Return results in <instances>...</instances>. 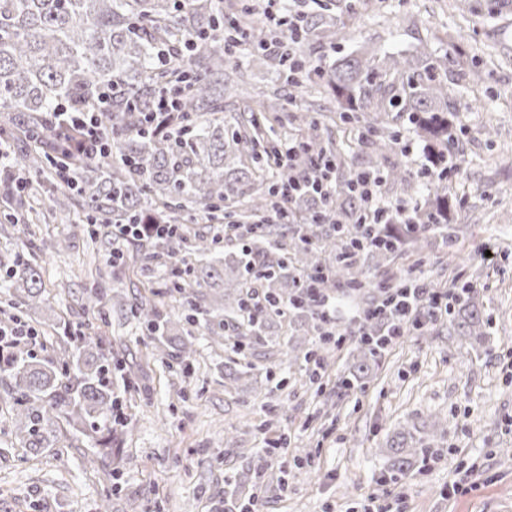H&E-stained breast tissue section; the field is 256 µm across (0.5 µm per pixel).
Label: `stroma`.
<instances>
[{
  "mask_svg": "<svg viewBox=\"0 0 512 512\" xmlns=\"http://www.w3.org/2000/svg\"><path fill=\"white\" fill-rule=\"evenodd\" d=\"M451 0H368L358 14L337 11L338 22L352 26V37L339 47L311 54L315 66L359 46L379 53L408 52L428 44L438 56L450 50L449 36L463 38L472 52L493 55L494 74L485 83L462 89L457 105L466 126L461 144L465 161L451 177L458 195L461 234L458 263L443 268L437 251L400 260V269L422 266L429 282L449 288L477 280L492 320V350L475 357L447 326L428 337L410 334L394 343L380 366L360 388L347 390L339 378L348 347L337 349L322 395L300 388L303 366L266 374L268 357L290 336L287 319H278L265 344L256 346L253 376L224 385L223 349L197 339L189 376L176 374L153 357L148 336L136 322L122 318L133 286H150L151 277L128 271L119 279L98 277L105 247L85 234L82 225L46 217L24 240L0 232V310L10 297L3 284L16 253L41 268L43 286L63 321L86 322L111 346L115 359L135 372L139 389L125 394L123 408L131 433L125 442L129 463L110 485L102 472L86 469L90 448L83 436L59 425L58 449L66 464L34 456L20 448L12 423L9 386L0 384V512H95L111 498L112 512H211L224 494V478L258 469L260 458H245L224 447V430L237 427L245 447L262 448L269 435L263 420L303 440L307 462L288 463V493L275 489V473L264 479L271 489L262 512H363L367 496L390 512H512V19L478 29L465 27ZM248 80L260 91L277 92L286 109H307L322 121L328 95L292 89L270 63H254ZM497 128L493 140L479 129ZM68 238L69 248L53 256L39 251L42 240ZM493 260L481 255L483 247ZM104 289L97 311L85 308L92 289ZM440 414L448 434L434 468H418L403 480L387 481L379 450L386 437L409 417ZM458 482L468 491L443 497Z\"/></svg>",
  "mask_w": 512,
  "mask_h": 512,
  "instance_id": "obj_1",
  "label": "stroma"
}]
</instances>
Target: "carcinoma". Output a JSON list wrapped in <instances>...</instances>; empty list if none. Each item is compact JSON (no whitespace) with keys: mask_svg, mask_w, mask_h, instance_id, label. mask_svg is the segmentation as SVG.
Here are the masks:
<instances>
[{"mask_svg":"<svg viewBox=\"0 0 512 512\" xmlns=\"http://www.w3.org/2000/svg\"><path fill=\"white\" fill-rule=\"evenodd\" d=\"M343 0H321L318 9L300 18L296 42L314 52L348 40L350 28L336 21L332 8ZM223 0H0V143L9 149L0 169V200L20 215L12 227L29 233L33 203L46 193L62 218L77 216L96 235L101 226L161 224L183 226L165 239L131 243L128 254L112 259V267L129 264L148 271L163 258L173 260L164 286L182 296L186 314L165 309L158 293L140 297L124 308L152 339V354L185 360L195 352L192 332L178 333L176 320L195 323L213 346L224 345V317L238 320L232 352L245 359L265 339L273 319L291 315L293 333L279 345L276 367L302 362L313 366L308 389L323 391V372L330 366L331 344L317 336L318 314L298 279L317 269L325 272L317 291L325 297L349 298L356 307L373 311L383 300L375 273L394 280L393 266L407 254L442 245L454 255L461 228L450 218L451 189L446 160L463 162L458 136L455 88L473 81L488 62L455 45L453 54L433 56L428 46L414 54H386L363 46L328 67L309 64L290 86L314 88L338 102L336 116L325 121L359 131L370 167L383 172L385 182L411 187L409 173L398 162H386L396 148L393 124L407 116L423 144L435 176L422 183L414 223L378 224L371 228L380 245L347 257L356 236L361 201L353 185L361 171L344 167L326 200L300 197L274 218L277 186L260 174L278 147L273 123L279 121L278 94L249 109L242 126L224 127V95L249 99L245 69L224 68L229 53L243 52L240 35L252 50L247 62L263 60L260 46L273 31L243 17L236 28L224 23ZM463 18L505 20L512 0H456ZM176 99L177 114L151 112L163 95ZM106 97L96 113L103 154L73 164L75 182L69 190L58 185L71 157L72 138L60 128L62 112L91 109ZM303 153L301 161L331 153L345 161L348 144L332 131L322 138L304 113L289 115ZM244 146L253 166L235 161L226 145ZM241 204L239 226L265 224L260 236L249 237L227 262L211 238L192 234L189 226L200 212L220 223L226 205ZM13 308L19 314L42 310L56 314L42 290L41 270L21 253L10 275ZM205 288L210 301L199 309L186 292ZM85 324L70 336L69 345L54 357L40 356L22 343L0 361V380L15 395L13 420L21 447L35 456L50 453L59 440L55 423L65 422L94 448L87 462L106 463L116 478L128 464L123 443L129 428L112 422L118 399L112 386V350L87 342ZM448 330L468 342L476 355L490 351V318L476 283L462 284L448 309ZM353 336L350 367L340 377L347 389L361 387L382 359L377 344L380 322L368 318ZM448 434V421L434 416L425 426L407 419L381 452L396 481L435 451ZM260 498L239 497L237 479L225 480L224 499L214 508L253 512Z\"/></svg>","mask_w":512,"mask_h":512,"instance_id":"cac0c4a2","label":"carcinoma"}]
</instances>
